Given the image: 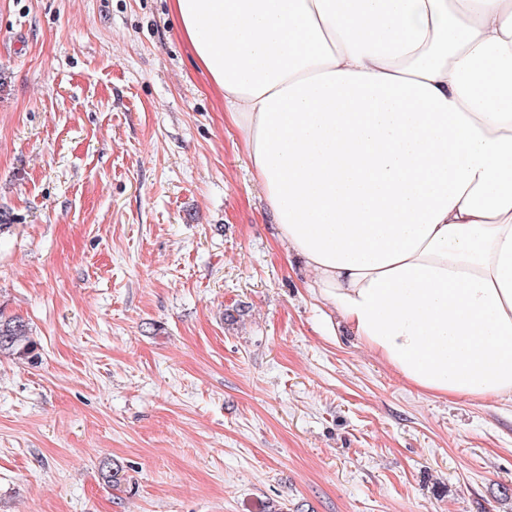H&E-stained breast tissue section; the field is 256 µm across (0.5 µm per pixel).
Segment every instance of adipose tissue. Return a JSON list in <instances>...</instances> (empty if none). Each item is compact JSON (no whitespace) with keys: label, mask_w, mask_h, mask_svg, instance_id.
I'll use <instances>...</instances> for the list:
<instances>
[{"label":"adipose tissue","mask_w":512,"mask_h":512,"mask_svg":"<svg viewBox=\"0 0 512 512\" xmlns=\"http://www.w3.org/2000/svg\"><path fill=\"white\" fill-rule=\"evenodd\" d=\"M278 239L419 391L512 399V0H171Z\"/></svg>","instance_id":"obj_1"}]
</instances>
